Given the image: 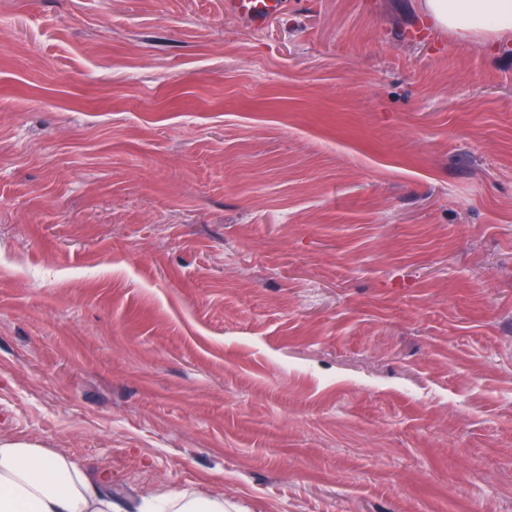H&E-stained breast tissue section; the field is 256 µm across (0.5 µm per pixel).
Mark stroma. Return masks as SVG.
Wrapping results in <instances>:
<instances>
[{
  "label": "stroma",
  "mask_w": 512,
  "mask_h": 512,
  "mask_svg": "<svg viewBox=\"0 0 512 512\" xmlns=\"http://www.w3.org/2000/svg\"><path fill=\"white\" fill-rule=\"evenodd\" d=\"M224 512H512V37L422 0H0V442ZM286 0H226L224 8L249 24L253 29H261L266 21L280 14Z\"/></svg>",
  "instance_id": "35a3bbf8"
}]
</instances>
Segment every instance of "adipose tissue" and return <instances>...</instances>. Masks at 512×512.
I'll use <instances>...</instances> for the list:
<instances>
[{
	"label": "adipose tissue",
	"instance_id": "1",
	"mask_svg": "<svg viewBox=\"0 0 512 512\" xmlns=\"http://www.w3.org/2000/svg\"><path fill=\"white\" fill-rule=\"evenodd\" d=\"M436 26L466 42L512 34V0H424ZM106 471L26 442L0 443V512H126Z\"/></svg>",
	"mask_w": 512,
	"mask_h": 512
}]
</instances>
